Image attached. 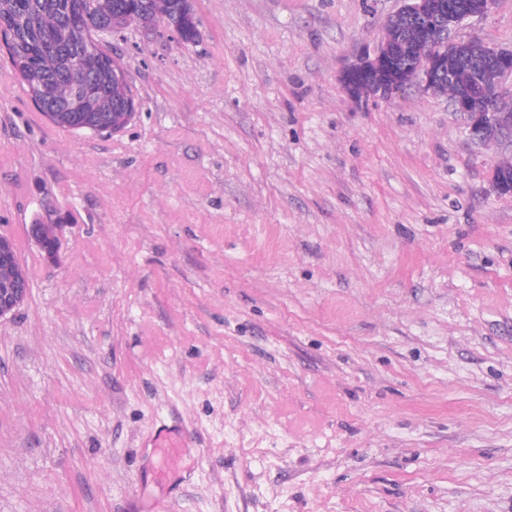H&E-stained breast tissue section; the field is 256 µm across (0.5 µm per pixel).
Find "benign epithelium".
<instances>
[{
    "label": "benign epithelium",
    "instance_id": "7a95c632",
    "mask_svg": "<svg viewBox=\"0 0 512 512\" xmlns=\"http://www.w3.org/2000/svg\"><path fill=\"white\" fill-rule=\"evenodd\" d=\"M493 0H403V5L390 16L393 22L407 19L417 21L418 41L426 47L423 56L407 51L400 40H381L373 50H363L356 63L346 68L341 76L347 94L363 101L358 86L362 82L383 79L378 97L388 98L409 87L416 86L430 94L439 93L448 82L458 85L459 93L451 100L454 111L467 120V133L478 144L496 143L512 148V116L498 107L505 94V85L512 82V49L492 48L478 38L457 39L455 32L463 23L481 17L489 11ZM84 27V14L75 4L64 13L66 35ZM105 50L97 44L76 53V63L69 72L71 95L58 108L60 112H79L85 98L95 90L99 63ZM112 84L118 89L120 111L112 113V120L95 125L77 124L76 130L100 134L117 132L121 124L130 121L138 110L128 74L117 59H112ZM498 180L495 190L501 194L512 190L508 174L512 165L496 166ZM30 234L46 259L53 262L59 250V236L45 237L40 227L31 225ZM28 279L17 276L0 283V319L12 314L29 295Z\"/></svg>",
    "mask_w": 512,
    "mask_h": 512
}]
</instances>
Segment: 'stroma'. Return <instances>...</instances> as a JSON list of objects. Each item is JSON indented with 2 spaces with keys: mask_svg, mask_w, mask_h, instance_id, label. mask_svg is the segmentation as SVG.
Listing matches in <instances>:
<instances>
[{
  "mask_svg": "<svg viewBox=\"0 0 512 512\" xmlns=\"http://www.w3.org/2000/svg\"><path fill=\"white\" fill-rule=\"evenodd\" d=\"M192 4L196 42L113 37L140 108L111 135L51 124L0 51L30 283L0 320V512H512V150L446 98L346 94L400 0ZM458 35L512 49V0Z\"/></svg>",
  "mask_w": 512,
  "mask_h": 512,
  "instance_id": "stroma-1",
  "label": "stroma"
}]
</instances>
